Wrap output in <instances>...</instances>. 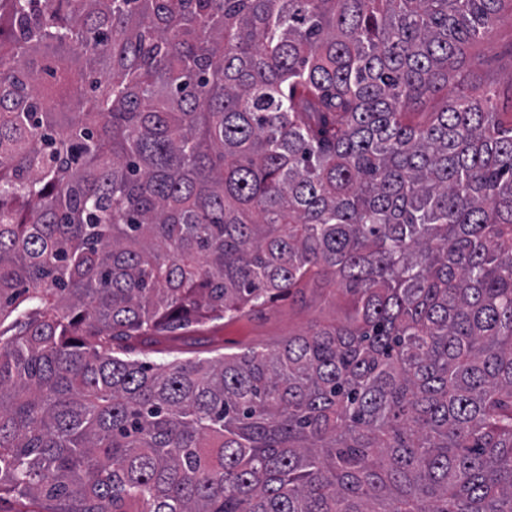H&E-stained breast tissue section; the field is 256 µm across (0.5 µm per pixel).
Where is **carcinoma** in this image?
Instances as JSON below:
<instances>
[{
    "label": "carcinoma",
    "mask_w": 512,
    "mask_h": 512,
    "mask_svg": "<svg viewBox=\"0 0 512 512\" xmlns=\"http://www.w3.org/2000/svg\"><path fill=\"white\" fill-rule=\"evenodd\" d=\"M506 3L0 0V500L512 512V112L409 120ZM328 273L341 324L128 357Z\"/></svg>",
    "instance_id": "carcinoma-1"
}]
</instances>
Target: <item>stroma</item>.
I'll return each instance as SVG.
<instances>
[{"mask_svg": "<svg viewBox=\"0 0 512 512\" xmlns=\"http://www.w3.org/2000/svg\"><path fill=\"white\" fill-rule=\"evenodd\" d=\"M468 83L496 84L500 111L512 110L506 93L512 88V11L503 10L488 37L473 45L461 71ZM350 296L331 280L312 283L283 295L234 320H216L149 345H138L134 357L143 360L211 359L223 353L273 348L288 336L343 321Z\"/></svg>", "mask_w": 512, "mask_h": 512, "instance_id": "obj_1", "label": "stroma"}]
</instances>
